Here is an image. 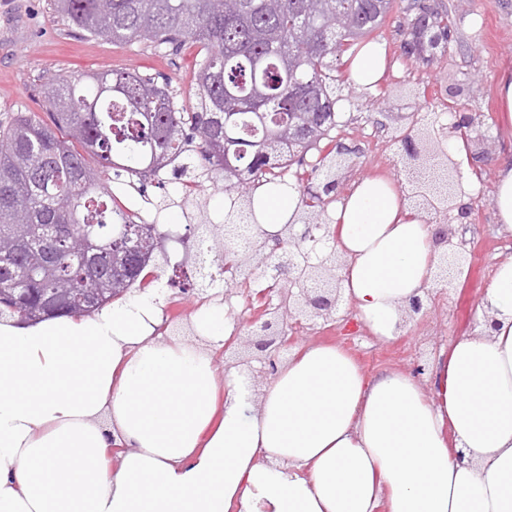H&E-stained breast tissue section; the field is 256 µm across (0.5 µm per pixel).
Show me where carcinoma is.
Instances as JSON below:
<instances>
[{"label": "carcinoma", "mask_w": 512, "mask_h": 512, "mask_svg": "<svg viewBox=\"0 0 512 512\" xmlns=\"http://www.w3.org/2000/svg\"><path fill=\"white\" fill-rule=\"evenodd\" d=\"M56 0L67 25L94 39L145 42L178 51L199 49L196 103L186 108L169 83L128 69L85 77L57 75L42 84L46 116L22 112L0 121V278L21 274L17 292L34 290L17 305L34 318L41 291L63 284L96 296L97 308L142 284L153 240L164 234L112 194L125 176L162 175L181 185L154 204L172 207L184 223L206 224L205 191L217 188L241 208L251 204L248 183H284L293 165L296 188L336 172L327 139L340 126L336 105L345 81L335 72L358 41L386 20L393 0ZM443 33L437 47L416 42L414 54L445 51L448 11L418 5L406 21L413 35L424 23ZM314 161L303 164L309 151ZM325 202L301 203L300 223H325ZM139 233L127 234V227ZM164 235L171 236L172 232ZM199 259L198 287L212 285V268L229 277L249 274L268 251L251 235L240 252L224 235H209Z\"/></svg>", "instance_id": "obj_1"}]
</instances>
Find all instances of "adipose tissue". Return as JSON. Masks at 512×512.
Returning a JSON list of instances; mask_svg holds the SVG:
<instances>
[{"label":"adipose tissue","mask_w":512,"mask_h":512,"mask_svg":"<svg viewBox=\"0 0 512 512\" xmlns=\"http://www.w3.org/2000/svg\"><path fill=\"white\" fill-rule=\"evenodd\" d=\"M384 50L363 45L354 83L376 89ZM454 205L481 186L468 150ZM247 221L267 241L297 223L292 185L261 183ZM340 299L378 342L395 340L444 246L389 179L355 180L327 213ZM475 333L433 365L366 377L336 345L310 344L256 389L252 366L215 354L234 321L200 305L169 335L151 288L88 316L0 321V512H512V255L496 262ZM121 445L109 458L112 445Z\"/></svg>","instance_id":"obj_1"}]
</instances>
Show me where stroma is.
<instances>
[{"mask_svg": "<svg viewBox=\"0 0 512 512\" xmlns=\"http://www.w3.org/2000/svg\"><path fill=\"white\" fill-rule=\"evenodd\" d=\"M452 25L445 53L423 62L402 52L405 16L393 9L371 40L384 44L389 66L367 109L353 110L334 133L336 145L350 150L353 162L348 181L382 175L410 187L412 167L394 132H411L422 152L436 154L435 130L447 120L479 116L484 144L470 145V170L482 186L463 222L450 224L456 241L466 250L462 276L452 287L429 283L424 306L408 314L399 337L382 345L360 322L350 323L346 335L320 332L304 325L299 346H341L373 377L390 369L414 371L426 381L439 350L459 336L473 333L476 305L488 285L494 265L512 253V238L497 231L491 193L501 160L512 159V125L501 122L496 96L502 72L512 70V0H444ZM197 49L178 54L134 42L116 45L81 36L56 18L54 0H0V120L19 112H43L40 85L45 75H81L103 69H129L170 82L180 103L194 101L193 72ZM226 286L203 290L201 296L167 291L164 310L170 331L186 335L190 315L200 303L223 298ZM252 288L234 293L232 308L237 340L215 360L225 369L255 357L248 347L252 334L245 319Z\"/></svg>", "mask_w": 512, "mask_h": 512, "instance_id": "stroma-1", "label": "stroma"}]
</instances>
